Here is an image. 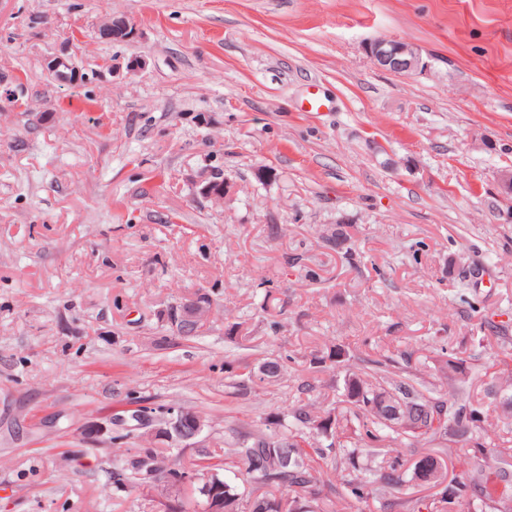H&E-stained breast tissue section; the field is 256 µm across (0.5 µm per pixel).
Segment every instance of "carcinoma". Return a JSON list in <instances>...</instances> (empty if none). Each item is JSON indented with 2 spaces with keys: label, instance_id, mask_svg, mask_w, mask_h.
Segmentation results:
<instances>
[{
  "label": "carcinoma",
  "instance_id": "obj_1",
  "mask_svg": "<svg viewBox=\"0 0 512 512\" xmlns=\"http://www.w3.org/2000/svg\"><path fill=\"white\" fill-rule=\"evenodd\" d=\"M484 328L496 335L501 347L512 345L506 326L486 318ZM476 360L475 353L464 358L442 347L434 365L437 379L430 381L386 355L368 354L346 364L338 353L334 368H343L342 397L350 404L348 410L336 405L319 409L299 397L289 409L291 424L285 431L271 430L273 421L266 418L247 435L231 430L223 453L203 449L188 463L152 449L142 460L131 459L118 473V482L134 492L142 485L143 466L152 465L164 492L175 463L201 485L211 470L228 474L224 512H279L286 492L300 505L313 497L319 512H327L330 492L339 494L351 510L372 500L381 512H512V368L503 369V376L489 388L504 412L494 422L489 410L471 399ZM387 438L395 447L380 449ZM439 439L450 442L448 454L460 479L443 484L436 459L422 455L412 479L442 486L440 497L400 496L405 459L399 446ZM321 463L342 478L340 486L317 477ZM240 476L249 490L241 491L234 483Z\"/></svg>",
  "mask_w": 512,
  "mask_h": 512
}]
</instances>
